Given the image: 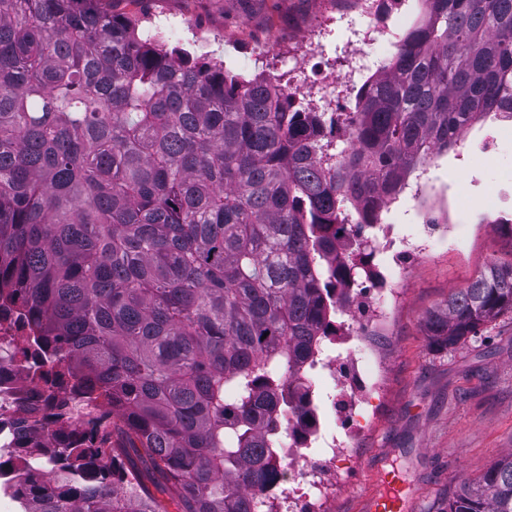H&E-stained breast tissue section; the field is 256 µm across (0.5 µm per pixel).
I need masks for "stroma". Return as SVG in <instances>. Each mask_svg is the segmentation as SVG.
Wrapping results in <instances>:
<instances>
[{
	"label": "stroma",
	"instance_id": "stroma-1",
	"mask_svg": "<svg viewBox=\"0 0 512 512\" xmlns=\"http://www.w3.org/2000/svg\"><path fill=\"white\" fill-rule=\"evenodd\" d=\"M344 0H101L103 10L138 18L177 16L206 39L177 46L218 58L235 71L256 74L254 47L297 38ZM488 123L468 131L467 152L439 157L430 183L449 199L463 197L456 239L435 238L431 251L398 272L402 298L383 331L369 343L385 365L382 393L352 459L351 478L339 483L332 512H368L382 491L381 474L395 471L404 512H440L461 481L477 479L512 451V313L477 336L443 349L425 331L429 313L467 287L490 263L512 261V243L483 211L487 186L512 184V143L495 171L477 159Z\"/></svg>",
	"mask_w": 512,
	"mask_h": 512
}]
</instances>
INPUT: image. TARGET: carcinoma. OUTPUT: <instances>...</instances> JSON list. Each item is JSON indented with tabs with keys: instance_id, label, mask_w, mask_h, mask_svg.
Segmentation results:
<instances>
[{
	"instance_id": "obj_1",
	"label": "carcinoma",
	"mask_w": 512,
	"mask_h": 512,
	"mask_svg": "<svg viewBox=\"0 0 512 512\" xmlns=\"http://www.w3.org/2000/svg\"><path fill=\"white\" fill-rule=\"evenodd\" d=\"M98 2L0 0V363L66 386L53 437L17 421L0 493L21 512H168L157 491L176 512H254L287 366L345 310L337 229L372 223L477 118L512 119V0H418L335 143V119L274 80ZM504 312L512 262L426 328L452 348ZM443 512H512V453Z\"/></svg>"
}]
</instances>
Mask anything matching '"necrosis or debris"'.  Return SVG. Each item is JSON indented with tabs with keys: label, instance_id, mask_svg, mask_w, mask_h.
Returning a JSON list of instances; mask_svg holds the SVG:
<instances>
[{
	"label": "necrosis or debris",
	"instance_id": "necrosis-or-debris-1",
	"mask_svg": "<svg viewBox=\"0 0 512 512\" xmlns=\"http://www.w3.org/2000/svg\"><path fill=\"white\" fill-rule=\"evenodd\" d=\"M375 12V0H355L348 9L338 10L324 23L313 27L289 53L259 49L263 63H275L294 72V80L280 83L292 107L327 115L348 110V98L357 83L376 69L363 53H355L351 62L340 65L329 56L324 40L332 25L353 30L356 43L366 44L383 39L394 42L395 29L379 31L368 25ZM431 187L420 176L409 186L416 203V217L422 232L394 236L386 217L390 204H383L375 224L361 223L352 216L343 234L350 238L379 239L381 252L416 259L429 249V242L441 225L433 209L424 206L423 198ZM348 292L357 311L342 332L344 351L335 345H323L313 358L293 363L291 370L308 391L304 403L295 398L281 399L274 414V431L265 436L268 461L275 472L272 483L254 496L255 512H328L336 484L345 474L352 449L368 407L379 390L382 372L372 356L367 338L389 317L401 294L393 286V269L382 265L377 272L349 283ZM20 375L10 365L0 366V414L17 412L20 403L49 412L53 386L40 385L23 391Z\"/></svg>",
	"mask_w": 512,
	"mask_h": 512
}]
</instances>
